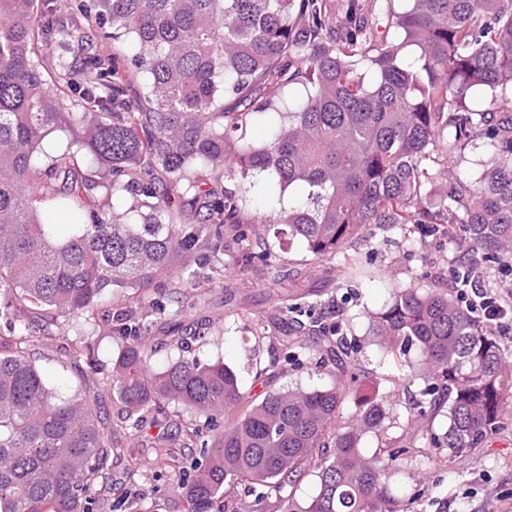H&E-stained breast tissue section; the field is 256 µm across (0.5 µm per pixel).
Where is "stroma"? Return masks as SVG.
I'll return each instance as SVG.
<instances>
[{
	"label": "stroma",
	"instance_id": "1",
	"mask_svg": "<svg viewBox=\"0 0 512 512\" xmlns=\"http://www.w3.org/2000/svg\"><path fill=\"white\" fill-rule=\"evenodd\" d=\"M372 233L369 241L353 243L345 255L314 261L300 243H285L268 230L263 238L273 255L271 265L241 275L238 254L228 250L223 279L200 281L198 288L182 289L179 298L162 295L158 302L167 311L182 310L187 330L204 328L205 338L194 343L193 355L233 366L248 390L257 370L281 358L284 333L312 342L319 325L339 323L348 342L358 348L363 368L371 373L377 397L391 404L404 421L416 415L414 396L423 383L399 371L376 345L366 314L381 308L396 288L453 291L448 271L464 264L469 253L459 233L426 235L413 224H379ZM349 263L362 269L360 278L347 277ZM294 289L301 293L298 308L280 317L275 298ZM332 382L331 365L309 353L288 364L281 380L285 386L306 388ZM417 480L424 494L414 512H512V404L499 429L464 456L422 449L401 466L390 484L400 493ZM179 481L176 471L147 454L139 460L131 491L144 512H183L174 493Z\"/></svg>",
	"mask_w": 512,
	"mask_h": 512
}]
</instances>
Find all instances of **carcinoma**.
Segmentation results:
<instances>
[{
  "label": "carcinoma",
  "instance_id": "cac0c4a2",
  "mask_svg": "<svg viewBox=\"0 0 512 512\" xmlns=\"http://www.w3.org/2000/svg\"><path fill=\"white\" fill-rule=\"evenodd\" d=\"M52 0H0V512H100L112 493L113 461L134 457L101 416V393L121 421L160 427L172 404L202 421L180 428L187 463L165 452L182 474L184 512H235V489H260L274 512H404L389 478L416 446L391 434L392 409L375 395L344 335H324L334 361L332 385L274 387L277 363L257 371L258 395L243 390L222 361L188 354L163 367L145 339L155 322L99 310L110 292L154 308L149 293L192 287L224 267V236L245 274L266 264L251 244L256 224L301 243L314 260L344 252L373 224H446L462 232L471 264L512 262V97L483 102L485 88H512V0H407L391 13L400 38L356 25L323 41L332 23L324 0H85L81 15L118 42L131 38L132 66L148 74L128 94L115 58L94 50L85 27L56 14ZM305 95L279 111L281 92ZM238 96L240 112L224 109ZM266 121L262 144L244 139L250 118ZM63 128L81 132L109 183L85 175L61 154L37 165L44 140ZM477 140L491 148L478 177L461 178L440 161ZM233 181L254 177L280 203L263 214L236 192L217 191L191 167ZM101 188L130 206L89 213L75 224L43 221L38 205L72 212ZM377 345L396 361L419 353L423 380L410 428L448 404V428L433 443L461 456L493 433L512 393V365L496 337L444 292L397 288L369 315ZM69 326L80 344L66 357L84 362L92 386L63 392L36 354ZM120 340L105 379L87 327ZM355 413L338 424L340 409ZM371 434L379 446L363 455ZM318 489L299 502L308 477Z\"/></svg>",
  "mask_w": 512,
  "mask_h": 512
}]
</instances>
